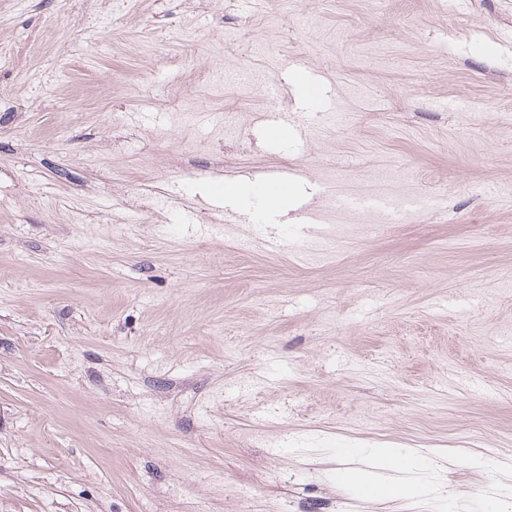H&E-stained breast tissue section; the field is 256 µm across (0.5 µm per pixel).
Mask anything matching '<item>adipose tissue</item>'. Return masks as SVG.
Returning a JSON list of instances; mask_svg holds the SVG:
<instances>
[{
    "label": "adipose tissue",
    "instance_id": "1",
    "mask_svg": "<svg viewBox=\"0 0 512 512\" xmlns=\"http://www.w3.org/2000/svg\"><path fill=\"white\" fill-rule=\"evenodd\" d=\"M351 454L364 456L366 463L346 468V476L366 494L376 493L385 498L414 494L417 484L405 482L403 475L426 465L425 454L401 444L355 448Z\"/></svg>",
    "mask_w": 512,
    "mask_h": 512
}]
</instances>
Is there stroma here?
<instances>
[{"label": "stroma", "mask_w": 512, "mask_h": 512, "mask_svg": "<svg viewBox=\"0 0 512 512\" xmlns=\"http://www.w3.org/2000/svg\"><path fill=\"white\" fill-rule=\"evenodd\" d=\"M357 187L436 204L300 263ZM510 269L512 0H0V512H512ZM349 457H366V467L355 465L345 470L351 479L366 494L378 493L384 498L407 497L417 490L433 493L442 501H448L453 496L445 480L434 485L407 483L400 473L414 471L427 467L426 455L417 448H409L401 444L389 446H369L352 448Z\"/></svg>", "instance_id": "1"}]
</instances>
